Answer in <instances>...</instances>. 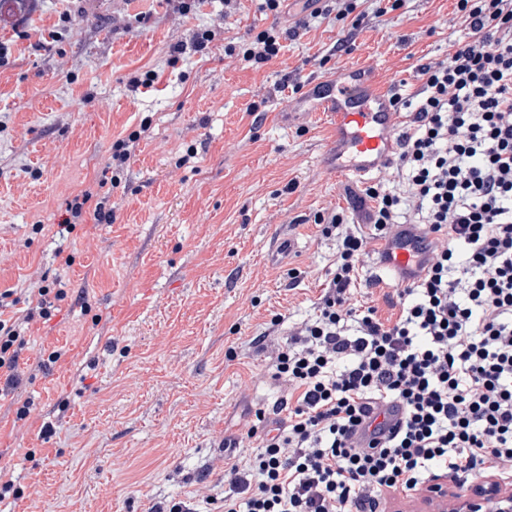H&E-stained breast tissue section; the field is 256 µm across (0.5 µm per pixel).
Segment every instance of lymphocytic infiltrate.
<instances>
[{
  "instance_id": "f902f5d3",
  "label": "lymphocytic infiltrate",
  "mask_w": 512,
  "mask_h": 512,
  "mask_svg": "<svg viewBox=\"0 0 512 512\" xmlns=\"http://www.w3.org/2000/svg\"><path fill=\"white\" fill-rule=\"evenodd\" d=\"M467 37L443 60L419 64V85L395 98L413 130L398 156L405 191L366 188L375 230L422 224L435 237L424 275L399 294L400 314L386 324L374 308L347 306V290L367 241L343 214L318 215L323 234H338L336 269L314 318L289 331L269 371L298 393L256 409L247 438L253 454L224 461V512H387L386 495L430 491L441 475L467 489L486 474L512 477V0H456ZM294 26L258 32L246 62L276 58L283 40L327 15L364 14L354 0L335 6L307 0ZM117 139L112 161L93 188L68 201L55 256L76 220L92 213L111 223L114 189L142 132ZM67 293L61 281L39 288L23 317L0 291V372L19 379L32 322L49 319ZM400 402L404 418L376 425L379 410Z\"/></svg>"
}]
</instances>
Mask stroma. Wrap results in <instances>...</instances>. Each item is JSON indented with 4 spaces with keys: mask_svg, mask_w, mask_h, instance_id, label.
Returning <instances> with one entry per match:
<instances>
[{
    "mask_svg": "<svg viewBox=\"0 0 512 512\" xmlns=\"http://www.w3.org/2000/svg\"><path fill=\"white\" fill-rule=\"evenodd\" d=\"M262 4L206 0L186 14L178 0H34L20 19L26 39L13 31L18 19L0 20L11 45L0 67V290L60 276L68 292L33 324L21 379L0 394V464L23 476L13 512H152L186 497L218 512L209 498L224 490V441L287 396L268 366L289 328L315 316L336 261L338 239L314 217L354 219L321 169L326 117L277 119L301 99L293 78L361 65L407 96L417 65L466 39L456 0H405L353 36L327 17L262 65L225 55L227 44L296 19ZM51 28L58 42L36 48L34 34ZM200 28L215 33L205 53L170 62V46ZM348 38L353 50L335 52ZM141 69L161 77L135 93L127 80ZM145 119L151 134L112 193V223L85 215L71 235L74 261L61 267L53 233L67 200ZM282 232L291 248H274ZM395 295L362 255L351 305L376 307L388 323Z\"/></svg>",
    "mask_w": 512,
    "mask_h": 512,
    "instance_id": "obj_1",
    "label": "stroma"
}]
</instances>
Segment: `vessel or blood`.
Instances as JSON below:
<instances>
[{
	"mask_svg": "<svg viewBox=\"0 0 512 512\" xmlns=\"http://www.w3.org/2000/svg\"><path fill=\"white\" fill-rule=\"evenodd\" d=\"M305 100L333 123L322 162L325 172L346 184L389 168L399 152L406 116L394 107L391 88L380 85L369 68L319 78ZM431 240L422 225H395L372 250L373 266L390 276L393 287L405 288L423 275Z\"/></svg>",
	"mask_w": 512,
	"mask_h": 512,
	"instance_id": "b4317fda",
	"label": "vessel or blood"
}]
</instances>
